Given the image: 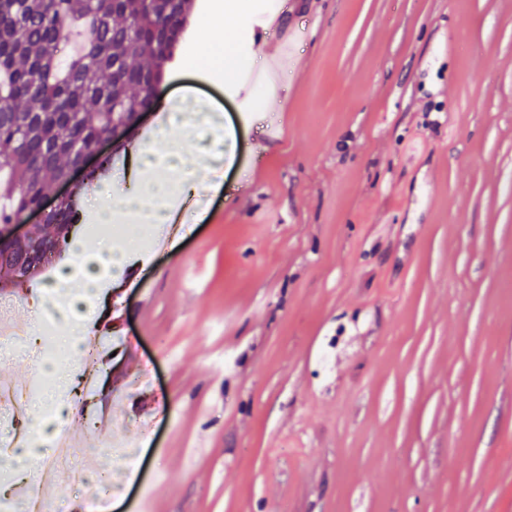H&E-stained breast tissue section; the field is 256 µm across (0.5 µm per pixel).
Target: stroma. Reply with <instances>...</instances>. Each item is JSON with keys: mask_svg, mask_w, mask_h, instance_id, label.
Instances as JSON below:
<instances>
[{"mask_svg": "<svg viewBox=\"0 0 512 512\" xmlns=\"http://www.w3.org/2000/svg\"><path fill=\"white\" fill-rule=\"evenodd\" d=\"M258 2L219 27L193 0L163 83L223 115L189 136L230 144L202 173L219 189L171 245L92 221L161 114L140 122L77 230L135 253L98 304L95 360L60 338L0 351L1 390L48 395L0 432L49 441L51 361L109 388L77 435L95 411L121 427L77 444L74 503L109 462L129 473L111 512H512V0ZM236 25L267 54L258 107L234 74L201 77ZM61 273L82 275L62 254L0 308L25 324Z\"/></svg>", "mask_w": 512, "mask_h": 512, "instance_id": "stroma-1", "label": "stroma"}]
</instances>
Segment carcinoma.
Returning <instances> with one entry per match:
<instances>
[{
    "instance_id": "carcinoma-1",
    "label": "carcinoma",
    "mask_w": 512,
    "mask_h": 512,
    "mask_svg": "<svg viewBox=\"0 0 512 512\" xmlns=\"http://www.w3.org/2000/svg\"><path fill=\"white\" fill-rule=\"evenodd\" d=\"M192 0H0V223L9 222L65 176L79 151L150 105L183 35ZM74 29L86 43L69 54ZM104 159L49 218L41 243L61 254L82 223V199L111 170ZM0 263V288L18 264L39 261L28 243Z\"/></svg>"
}]
</instances>
